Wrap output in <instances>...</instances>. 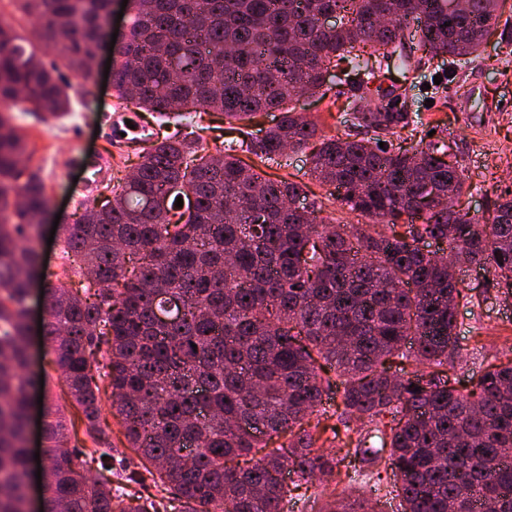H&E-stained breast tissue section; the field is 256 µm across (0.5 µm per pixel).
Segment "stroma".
Segmentation results:
<instances>
[{
    "mask_svg": "<svg viewBox=\"0 0 512 512\" xmlns=\"http://www.w3.org/2000/svg\"><path fill=\"white\" fill-rule=\"evenodd\" d=\"M103 82V75H96L76 96L70 116L61 121L45 122L32 112L13 113L15 126L27 136L33 152L28 165L39 169L50 195L49 219L41 226L42 234L50 233L54 221L73 223L77 210L93 206L97 199L98 190L87 180L85 168L72 166V152L82 151L95 161L109 160L126 172L137 161L135 143L98 127L103 116L117 107L113 91L103 90ZM383 83L395 88L416 125L415 130L389 136V143L410 150L430 134L445 142L451 161L458 163L469 185L460 200L461 211L479 223H491L497 197L512 190V36H491L481 58L460 62L455 74H448L436 59L410 82L396 66H389ZM344 90L340 79H333L325 99L302 97L296 109L317 120L326 134L343 136L353 130ZM464 100L470 105L466 112L459 108ZM139 120L151 127L164 124L184 134H201L203 145L212 150L237 138L217 112L203 113L192 126L152 112L140 113ZM462 278L470 284L482 283L473 302L457 309V350L448 360L452 380L466 392L489 362L512 350V298L497 296L494 270L469 271ZM338 471L339 489L366 497L374 512H396L394 486L377 485L373 466L350 456Z\"/></svg>",
    "mask_w": 512,
    "mask_h": 512,
    "instance_id": "stroma-1",
    "label": "stroma"
}]
</instances>
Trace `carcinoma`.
Returning a JSON list of instances; mask_svg holds the SVG:
<instances>
[{"label": "carcinoma", "mask_w": 512, "mask_h": 512, "mask_svg": "<svg viewBox=\"0 0 512 512\" xmlns=\"http://www.w3.org/2000/svg\"><path fill=\"white\" fill-rule=\"evenodd\" d=\"M31 38L0 18V512H31L27 426V300L37 276L35 220L48 209L40 172L20 167L25 138L5 114L20 101L44 119L70 104L66 69L93 81L110 38L111 0H14ZM505 0H128L130 26L114 69L121 101L151 112L213 109L228 123L279 112L259 137L212 154L175 132L142 149L135 173L112 177L106 211L86 208L59 236L61 277L44 326L67 401L93 448L84 458L113 473L80 472L62 417L48 420L47 501L58 512H284L282 474L336 480L310 419L341 391L338 421L375 425L390 448L401 512H512V357L465 394L436 368L455 349L456 308L472 296L448 261L421 250L448 243L461 267L496 271L512 298V193L492 224L451 210L465 180L439 143L379 145L413 123L392 112L376 79L394 61L404 78L422 60L480 56ZM339 24L325 27L321 17ZM51 49L45 64L36 52ZM369 138L318 135L290 104L325 98L333 70ZM260 162L311 149L308 175L335 188L370 224H337L306 206L300 183L272 180L231 154ZM187 208L171 221L177 198ZM413 360L404 378L392 365ZM111 398L139 458L112 456L101 402ZM288 445L268 448L273 438ZM362 462L378 450L358 438ZM150 483L143 495L129 484ZM333 499L322 512H365Z\"/></svg>", "instance_id": "1"}]
</instances>
